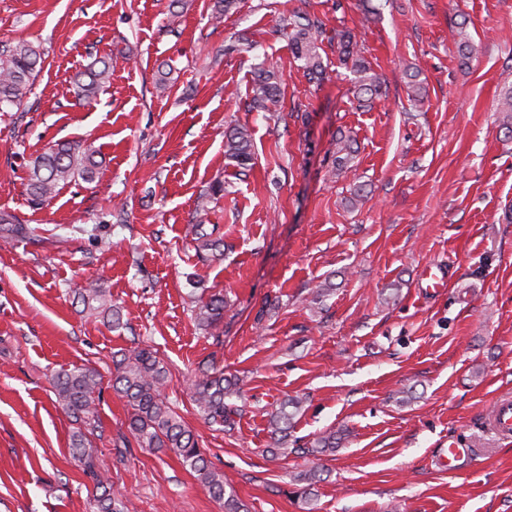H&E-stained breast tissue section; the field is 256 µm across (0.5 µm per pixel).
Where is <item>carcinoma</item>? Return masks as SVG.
Returning <instances> with one entry per match:
<instances>
[{"label": "carcinoma", "instance_id": "carcinoma-1", "mask_svg": "<svg viewBox=\"0 0 512 512\" xmlns=\"http://www.w3.org/2000/svg\"><path fill=\"white\" fill-rule=\"evenodd\" d=\"M323 36L322 22L307 15L299 16L293 22L290 34L291 53L300 62V68L308 80L319 84L327 73V64L320 53ZM340 62L353 75L354 93L359 101H368L381 93L382 78L361 56L354 36L342 32L336 34ZM256 41L241 33L225 45L224 54L243 55L251 53ZM43 51L30 42H18L0 50V110L18 104L26 90L41 71ZM112 63L106 59L94 61L74 80L76 99L89 103L95 100L108 81ZM250 107L267 109L277 102L281 95V79L278 70L262 62L254 74L251 88ZM226 154L237 165L245 169L252 160L251 133L241 126L235 128L226 138ZM355 149L350 139L336 143V173L349 168ZM99 150L92 144L59 141L32 159L28 166L26 193L29 203L38 208L53 198L58 188L82 180L95 179L101 162L96 160ZM218 226L206 229L203 224L192 228L197 243V254L206 261L217 256L224 246V240L217 235ZM35 239L34 229L22 223L13 213L0 212V242L12 244L22 240ZM77 299L92 315H100L109 323L121 322L120 312L109 300V290L99 282L78 291ZM224 317V295L211 294L198 307L196 319L202 329L218 339L219 325ZM166 383V370L156 352L150 349H134L122 354L115 361V375L112 388L125 400L129 410L128 429L141 448L151 451L168 449L179 456L182 462L197 473L203 487L218 500L224 501L225 512H241L242 504L234 495H225L224 476L219 474L201 451L197 436L183 423L161 394ZM57 403L72 415L79 427L72 435V452L83 472L94 482L99 494L95 495L96 512H127L122 498L112 491L103 462L91 451L92 440L101 429L97 406L102 397V377L91 367L61 370L53 380ZM239 395L237 381L224 376V370L209 362L199 366V376L194 383V399L202 417L219 429L233 425V416L243 412V407L231 402ZM298 408L299 401L284 402L276 413L270 415L271 438L276 448L288 445V432L292 427L294 413L287 407ZM316 473L309 470L299 476L298 481L306 486L297 491V497L308 505L312 500V485Z\"/></svg>", "mask_w": 512, "mask_h": 512}]
</instances>
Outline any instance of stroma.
Wrapping results in <instances>:
<instances>
[{"label":"stroma","mask_w":512,"mask_h":512,"mask_svg":"<svg viewBox=\"0 0 512 512\" xmlns=\"http://www.w3.org/2000/svg\"><path fill=\"white\" fill-rule=\"evenodd\" d=\"M169 5L0 0V46L46 52L20 106L0 112V210L38 234L0 248V512H93L51 377L88 366L108 382L113 353L135 348L156 351L164 397L247 512H303L297 477L312 468L313 512H512V438L488 427L512 397V136L496 109L512 84V0H241L218 23L217 0H186L177 18ZM292 13L324 23L322 84L292 57ZM245 30L256 50L226 56ZM339 30L382 77L371 109L338 61ZM103 56L109 82L77 104L76 73ZM264 60L284 97L251 111ZM234 126L252 134L247 171L225 154ZM342 135L358 152L339 175ZM64 140L92 143L103 165L33 209L28 164ZM216 182L223 197L203 202ZM200 222L224 237L206 262ZM430 262L454 270L435 294L420 286ZM99 280L120 328L77 299ZM203 287L224 295L218 340L195 319ZM207 359L240 380L245 410L224 431L192 398ZM291 398L298 445L276 451L269 415ZM97 414L93 451L131 512H224L173 453L124 446L127 408L108 386ZM332 430L336 450L311 454ZM452 442L473 451L455 472Z\"/></svg>","instance_id":"obj_1"}]
</instances>
